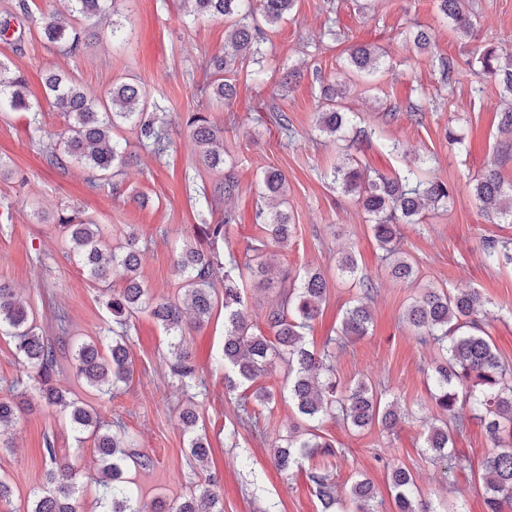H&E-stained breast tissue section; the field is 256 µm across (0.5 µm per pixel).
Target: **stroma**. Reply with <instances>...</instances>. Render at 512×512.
<instances>
[{"label":"stroma","instance_id":"35a3bbf8","mask_svg":"<svg viewBox=\"0 0 512 512\" xmlns=\"http://www.w3.org/2000/svg\"><path fill=\"white\" fill-rule=\"evenodd\" d=\"M15 3L0 0V17H13L8 37H0V62L9 73L27 76L40 113L33 124L29 113L0 111V157L8 163L0 173V282L16 289L45 336L55 340L67 334L70 345L59 352L55 378L67 398L97 409L105 423L124 430L134 451L151 456L150 471L132 474L143 512L157 495L176 503L211 481L223 490L224 512H264L272 503L280 512H321L322 505L304 472L281 471L274 461L276 446L299 420L283 394L281 369L258 380L275 396L260 418L262 434L239 426L243 400L240 393L226 390L224 370L215 364L224 346L223 307H216L203 327L185 330L199 387H183L172 376L168 337L146 312L127 327L134 368L127 386L106 397L76 378L70 346L107 335L112 315L106 303L123 282L113 279L111 291H103L73 259L58 219L78 210L108 239L134 232L144 286L153 297H173L180 293L175 254L183 246L198 245V225L218 223L225 210H235L239 225L230 244H217L220 254L228 248L243 254L246 241L264 239L255 222L263 205L257 180L272 168L288 180L287 208L295 226L278 262L294 274L321 270L328 281L321 313L306 332L308 346L322 350L360 295L352 278L336 270L342 253H354L360 275L372 286V324L367 336L336 350V377L347 386L366 380L383 400H398L408 412L407 421L392 433L378 425L324 424L322 433L338 450L331 459L337 483L368 476L382 503L380 512H395L382 464L387 458L412 473L423 497L455 512H485L479 475L491 445L481 426L470 421L456 433V447L468 460L456 475H448L424 446L429 427L440 416L424 374L437 349L419 341L404 314L427 288L478 291L487 301L486 331L502 360L512 364V269L488 266L482 256L484 239H512V223L487 221L473 196L476 178L489 165H498L512 180V158L499 159L495 149L498 114L512 108V95L468 65L488 45L512 54V0H469L477 25L464 39L441 18L437 0H297L293 19L270 35L273 50L263 61L262 78L254 79L253 64L244 63L234 77L237 96L224 104L201 92L207 83L202 61L224 52V19L194 16L191 0H116L110 19L123 25L125 45L113 47L106 26L93 16L79 19L88 40L73 54L57 51L39 32L42 16L68 17L66 0H28L25 15L17 13ZM330 18L353 41L385 52L372 91L356 85L345 100L358 126L385 130L384 140L362 144L359 158L389 176L406 163H424L433 177L457 188L448 207L428 210L422 223L402 228L400 248L417 269L411 283L389 276L363 211L333 183L337 145L316 125L319 83L341 76L346 64L342 47L325 34ZM419 25L433 33L429 49L398 38L401 30ZM443 56L460 64L446 84L438 74ZM291 69L299 76L285 92L280 83ZM49 70L65 71L99 98L120 81L134 79L148 94L149 112L165 113L171 123L168 154L155 157L138 145L135 131L124 130L129 156L121 167L125 192L120 196L105 185L89 187L87 169L71 159L59 166L48 163L47 149L59 144L67 127L65 116L44 98L41 77ZM271 98L287 113L293 137L280 134L256 112L259 100ZM412 103L422 107V123L408 116ZM391 108L397 116L388 123L384 115ZM199 110L223 127L224 150L239 183L238 194L217 206L210 202L217 174L201 164L186 125L188 115ZM450 126L464 137L461 149L448 146L444 133ZM390 141L409 147V156L389 151ZM58 312L66 317L61 328L54 318ZM33 376L11 339L0 335V398L22 391L32 406L0 436V474L13 489L10 500L0 502V512H29L30 490L46 482L45 447L55 448L58 460L91 474L103 466L91 434L73 429L58 408L45 406ZM192 402L211 446L204 464L191 457L179 420Z\"/></svg>","mask_w":512,"mask_h":512}]
</instances>
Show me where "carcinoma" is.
<instances>
[{
    "label": "carcinoma",
    "instance_id": "carcinoma-1",
    "mask_svg": "<svg viewBox=\"0 0 512 512\" xmlns=\"http://www.w3.org/2000/svg\"><path fill=\"white\" fill-rule=\"evenodd\" d=\"M76 16H97L105 13L111 0H69ZM297 0H262V9L255 12L252 0H195L201 15L222 16L225 21L224 54L206 61L204 69L217 76L214 94L217 99L230 101L236 87L225 78L237 59H260L272 49L268 32L277 29L293 13ZM444 19L454 30L468 37L474 28L473 13L466 0H438ZM42 37L55 48L72 53L80 49L81 34L73 25L65 26L52 17L41 24ZM381 55L370 45L354 44L348 49L349 71L361 79L372 76ZM475 63L482 73L499 81L512 94V55L501 61L497 49L483 48ZM349 82L320 84V98L326 109L317 113L321 132L345 140L343 132L354 119V113L342 110ZM45 97L67 119V134L61 140L63 153L85 164L89 169L87 182L97 187L105 180L112 194L123 192L116 180L120 165L127 158L128 142L121 132L127 126L138 130L139 145L154 155L166 154L172 144L169 122L156 115H147V93L137 84L119 83L102 99L89 97L71 78L49 74L44 81ZM7 105L14 112H33L37 104L30 100L26 78L18 74L5 83L0 80V107ZM258 112L269 113V120L285 135L291 136L288 114L274 103L262 101ZM186 125L200 147V159L207 167L224 172L216 184L215 195L229 198L239 191L228 169L233 163L225 158L223 129L217 127L203 112L189 115ZM498 131L502 138L496 151L512 156V109L500 113ZM336 185L346 196L355 199L368 214L375 239L387 251L386 260L392 278L410 282L416 278L413 264L394 245L401 224L422 222V210L447 204L455 189L448 183L427 175L413 166L388 177L371 170L362 161L344 154L333 170ZM261 194L275 202L267 211L257 213L265 225L268 243L246 242L245 252L252 258L241 263L232 251H227L224 264L203 251L185 246L176 256L175 266L181 276V290L190 301L195 314V326L209 320L218 300L216 283H224V349L219 363L224 367V384L228 391L249 394L253 402L267 407L274 401L273 393L255 382L272 370L275 362L283 365L288 399L305 422L303 431L288 437L286 445L275 449L274 458L282 470L299 466V461L316 455L335 454L334 444L319 434L327 421L342 422L353 428H365L375 423L387 430L400 426L405 414L396 401H381L372 385L360 380L344 388L333 380V352L325 348L315 351L307 346L305 330L317 317L320 304L326 301L327 280L319 271H306L295 276L278 267L274 253L267 246L288 247L293 224L286 210L288 181L279 171H265L261 177ZM478 208L495 219L512 218V181H505L495 166L486 169L473 187ZM60 227L70 244L75 261L97 284L111 287L112 276L118 275L123 288L107 302L113 323L121 330H112V338L103 344L83 341L76 344L73 367L76 377L103 395H110L119 384L132 375V358L126 343L129 321L143 309L162 325L170 336V371L184 384L196 378L195 366L186 347L181 328L182 307L179 298H154L139 279L140 254L137 238L129 232L124 241L111 244L103 239L99 225L86 218L78 222L59 219ZM237 226L232 210L224 211V221L205 224L201 236L215 245L229 242ZM484 260L497 268L512 267V240L487 238L483 244ZM280 283L279 298L265 314L264 322L271 335L248 322L243 315L247 302L246 285ZM485 301L477 291L453 292L443 288H427L406 310L408 323L420 336L437 344L440 358L430 368L434 392L432 398L443 412L439 424L431 427L426 448L435 457L447 461V472L459 466L455 456L454 432L464 422L479 421L487 434L492 450L482 466V488L486 512H512V368L505 365L483 326L482 307ZM372 315L369 306L359 301L347 308L337 341L368 334ZM0 333L14 343L17 355L35 370V381L41 398L49 406L69 409V422L79 430H88L95 439L104 467L98 477L87 475L69 463L57 459L51 446L44 448L51 468L47 486L37 495L30 512H78L77 496L81 487L93 483L99 488L97 504L101 512H138L131 481L124 477L127 461L135 467L149 470L153 460L146 454L127 449L121 435L105 427L98 414L78 402L68 401L55 387L58 370V345L39 334L34 316L14 300V289L0 283ZM25 410L23 402L0 399V433L11 426ZM185 431L191 434L190 454L202 462L208 457L209 442L198 433L199 414L196 408H186L180 415ZM389 488L397 512H438L423 500L415 487L411 473L387 461ZM313 492L324 512H335L338 502L337 485L329 472L318 468L307 471ZM376 492L365 477L350 479L346 501L354 512H378ZM153 512H224L223 494L214 483H208L176 506L158 497Z\"/></svg>",
    "mask_w": 512,
    "mask_h": 512
}]
</instances>
